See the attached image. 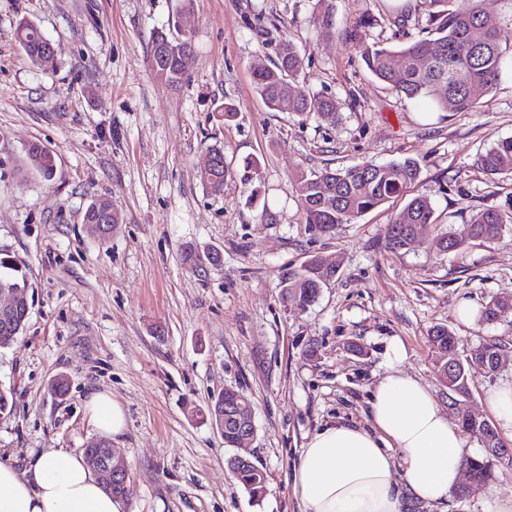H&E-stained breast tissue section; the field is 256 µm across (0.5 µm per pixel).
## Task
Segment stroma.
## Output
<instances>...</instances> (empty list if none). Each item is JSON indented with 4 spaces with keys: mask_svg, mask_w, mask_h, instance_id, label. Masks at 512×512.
<instances>
[{
    "mask_svg": "<svg viewBox=\"0 0 512 512\" xmlns=\"http://www.w3.org/2000/svg\"><path fill=\"white\" fill-rule=\"evenodd\" d=\"M334 26L315 20L316 0H194L189 78L155 77L153 35L181 0H0V252L26 267L30 315L0 349V459L24 467L48 448L80 453L101 435L85 403L112 394L127 427L113 437L130 480L125 512H300L293 469L308 439L332 422L366 425L367 400L401 343L403 372L448 390L428 343L448 327L461 356L504 344L495 374L469 368L470 408L493 420L484 398L512 379V313L466 323L465 302L512 296V228L492 244L441 252L440 233L465 235L472 218L512 205V174L488 178L480 153L512 137V32L500 80L471 112L434 111L398 97L365 68L349 35L374 16L370 41L398 48L428 38L427 23L397 31L392 0H332ZM33 21L56 50L54 68L32 65L16 40ZM303 59L296 93L335 99V123L269 111L253 83L280 42ZM233 102L224 121L218 107ZM55 156L52 179L26 174V146ZM233 171L224 192L200 178L210 147ZM260 165L251 183L247 159ZM418 161V183L328 236L308 232L294 176L325 166ZM426 196L433 224L404 250L387 251L384 227L409 196ZM111 198L122 222L108 240L82 222L88 203ZM219 251L220 265L192 270L186 247ZM337 272L305 309L282 300L289 277L312 257ZM66 376L64 396L50 390ZM232 388L251 399L256 437L245 454L267 474L252 498L228 469L208 407ZM512 496V468L496 466L487 489L407 512H495Z\"/></svg>",
    "mask_w": 512,
    "mask_h": 512,
    "instance_id": "stroma-1",
    "label": "stroma"
}]
</instances>
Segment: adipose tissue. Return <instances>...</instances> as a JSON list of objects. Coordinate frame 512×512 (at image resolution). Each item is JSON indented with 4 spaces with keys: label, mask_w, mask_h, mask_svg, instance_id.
I'll list each match as a JSON object with an SVG mask.
<instances>
[{
    "label": "adipose tissue",
    "mask_w": 512,
    "mask_h": 512,
    "mask_svg": "<svg viewBox=\"0 0 512 512\" xmlns=\"http://www.w3.org/2000/svg\"><path fill=\"white\" fill-rule=\"evenodd\" d=\"M401 345L373 386L368 427L336 423L316 432L294 473L301 512H405L408 499L447 501L459 485L466 439L428 386L401 371ZM87 408L107 435L126 427L122 405L93 394ZM0 512H123L82 457L49 448L24 468L0 460Z\"/></svg>",
    "instance_id": "ef3b65f1"
}]
</instances>
